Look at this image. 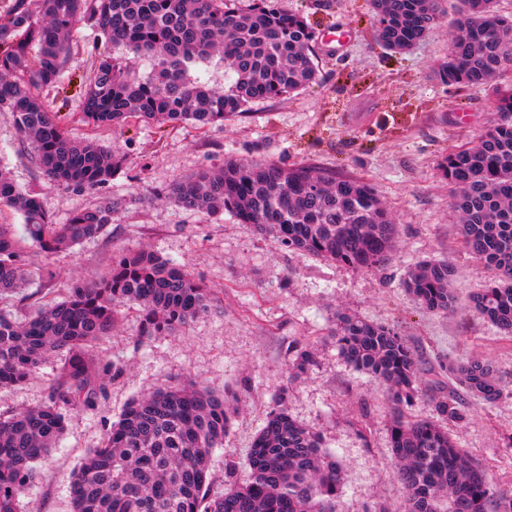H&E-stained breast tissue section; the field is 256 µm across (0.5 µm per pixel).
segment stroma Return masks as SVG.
Listing matches in <instances>:
<instances>
[{"instance_id":"35a3bbf8","label":"stroma","mask_w":512,"mask_h":512,"mask_svg":"<svg viewBox=\"0 0 512 512\" xmlns=\"http://www.w3.org/2000/svg\"><path fill=\"white\" fill-rule=\"evenodd\" d=\"M278 5L303 14L313 29L319 82L287 98L254 102L224 124L198 129L132 122L94 129L74 121L81 110L79 85L94 60V33L84 26L76 34L70 83L43 91L51 109L68 120L73 137L117 146L127 163L103 192L122 202L112 224L73 252L32 256L26 293L40 289L41 272H52L57 288L64 289L103 276L116 252L146 246L201 279L216 305L175 335L143 341L136 310L118 311L116 328L98 351L123 372L105 399L67 413L59 445L38 465L26 492L27 512H71L72 471L127 404L160 385L187 380L237 407L223 446L210 457L214 490L224 487L227 461L240 462L238 478L247 479V454L284 387L290 415L318 428L325 450L343 468L342 512H363L381 502L398 505L385 391L339 354L334 329L341 313L395 327L416 352L422 367L421 390L410 407L416 416L433 414V369L445 356L488 361L512 381V339L469 310L427 312L404 286L411 265L428 259H448L463 298L489 277L457 234L439 165L448 151L484 132L496 82L460 91L437 79L448 58L453 19L410 51L395 53L374 37L372 0ZM230 159L287 168L311 164L365 179L395 218L393 260L365 272L335 266L281 249L230 213L191 211L170 198L178 180ZM0 167L19 189L38 193L59 224L103 195L49 186L7 112H0ZM307 345L316 352L314 365L300 378H289L296 349ZM56 375L57 363L50 360L25 383L0 389V411L42 405ZM468 408L466 422L453 429L460 447L485 465L494 483L512 488V450L504 446L512 433V397L492 406L472 399Z\"/></svg>"}]
</instances>
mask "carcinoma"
<instances>
[{
	"label": "carcinoma",
	"instance_id": "cac0c4a2",
	"mask_svg": "<svg viewBox=\"0 0 512 512\" xmlns=\"http://www.w3.org/2000/svg\"><path fill=\"white\" fill-rule=\"evenodd\" d=\"M461 3L438 75L465 89L505 76L512 14L500 13L496 0ZM373 8L377 39L393 52L424 40L447 13L445 0H373ZM80 25L112 45L81 89L79 120L95 129L131 121L205 129L255 101L319 81L312 28L278 0L244 7L229 0H3L0 112L12 114L54 187L99 190L126 161L122 150L94 137L72 138L40 94L64 80ZM125 51L149 58L150 72L131 71ZM213 61L224 67L222 87L191 75ZM495 112L498 119L473 144L450 151L440 165L453 188L458 235L489 270L488 284L463 302L450 263L425 261L410 270L405 287L429 312L464 307L512 338V82L499 87ZM172 195L186 209L231 212L283 248L356 270L378 268L395 251L396 224L374 188L314 166L227 161L176 182ZM2 205L22 216L25 237L0 223V297L14 294L17 306L33 312L20 317L0 309V388L59 361L46 404L0 413V512H24L21 498L36 478L35 463L49 457L64 433V411L95 405L122 373L94 352L114 332L116 308L136 307L144 340L171 336L209 313L213 297L186 268L144 247L118 253L108 274L64 295L51 276L37 292L23 294L30 252L66 253L98 237L121 203L102 197L57 224L36 194L18 189L0 169ZM334 336L342 358L385 387L399 512H512V490L495 489L486 467L448 432L467 416L458 393L433 399V418L408 411L421 372L394 327L340 314ZM314 362L311 350L300 351L291 377ZM438 368L487 405L512 397V385L487 361L448 357ZM286 400L279 390L248 456V480L234 479L230 461L224 490L214 493L208 458L224 444L235 408L195 381L157 387L126 407L72 473L73 512H341L342 469L323 449L321 433L289 415Z\"/></svg>",
	"mask_w": 512,
	"mask_h": 512
}]
</instances>
